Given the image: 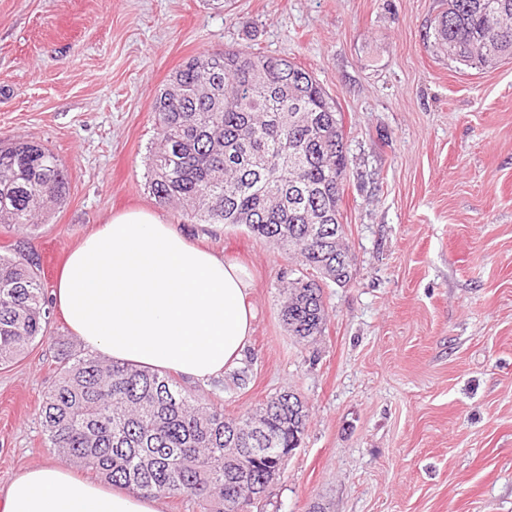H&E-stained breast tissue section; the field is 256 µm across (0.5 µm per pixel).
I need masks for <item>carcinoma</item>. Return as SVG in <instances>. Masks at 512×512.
<instances>
[{
  "label": "carcinoma",
  "instance_id": "1",
  "mask_svg": "<svg viewBox=\"0 0 512 512\" xmlns=\"http://www.w3.org/2000/svg\"><path fill=\"white\" fill-rule=\"evenodd\" d=\"M435 41L448 59L487 69L512 59V0H446ZM148 190L192 224L243 225L301 260L283 289L290 335L312 342L325 324L323 288L353 276L341 205L345 133L325 87L287 59L248 50L204 53L169 80L155 106ZM58 157L0 142V226L33 230L67 195ZM39 263L0 253V365L47 335ZM43 396L45 439L70 462L135 493L191 492L204 512H246L258 488L301 446L308 407L284 390L229 418L167 373L63 345Z\"/></svg>",
  "mask_w": 512,
  "mask_h": 512
}]
</instances>
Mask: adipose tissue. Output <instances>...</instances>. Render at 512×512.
<instances>
[{
    "instance_id": "obj_1",
    "label": "adipose tissue",
    "mask_w": 512,
    "mask_h": 512,
    "mask_svg": "<svg viewBox=\"0 0 512 512\" xmlns=\"http://www.w3.org/2000/svg\"><path fill=\"white\" fill-rule=\"evenodd\" d=\"M252 288L243 265L192 245L155 211L133 209L113 214L71 251L52 297L90 351L204 384L245 349ZM0 512H161V503L48 463L14 478Z\"/></svg>"
}]
</instances>
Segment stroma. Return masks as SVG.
Masks as SVG:
<instances>
[{
	"instance_id": "1",
	"label": "stroma",
	"mask_w": 512,
	"mask_h": 512,
	"mask_svg": "<svg viewBox=\"0 0 512 512\" xmlns=\"http://www.w3.org/2000/svg\"><path fill=\"white\" fill-rule=\"evenodd\" d=\"M445 0H0V140L51 149L65 203L32 235L0 227L52 290L113 212H158L252 274L253 332L231 375L186 393L229 417L274 394L310 410L300 448L251 512H512V61L470 69L434 45ZM294 62L341 113L351 282L326 288L321 336H290L297 260L245 227L192 224L145 186L153 109L204 52ZM0 368V489L58 461L39 417L57 346Z\"/></svg>"
}]
</instances>
